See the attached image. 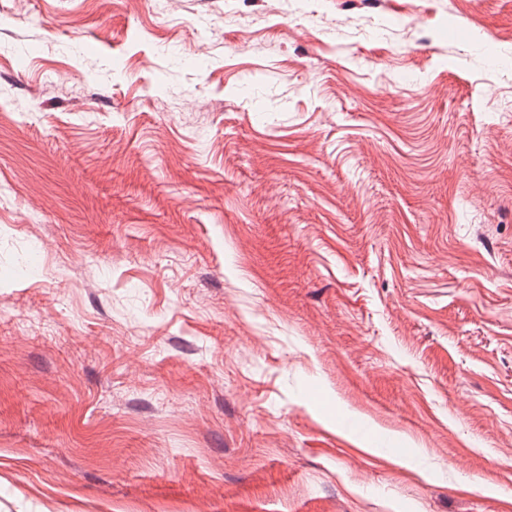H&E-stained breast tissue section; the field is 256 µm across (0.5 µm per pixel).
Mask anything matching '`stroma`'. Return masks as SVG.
<instances>
[{
  "label": "stroma",
  "instance_id": "35a3bbf8",
  "mask_svg": "<svg viewBox=\"0 0 512 512\" xmlns=\"http://www.w3.org/2000/svg\"><path fill=\"white\" fill-rule=\"evenodd\" d=\"M0 512H512V0H0Z\"/></svg>",
  "mask_w": 512,
  "mask_h": 512
}]
</instances>
